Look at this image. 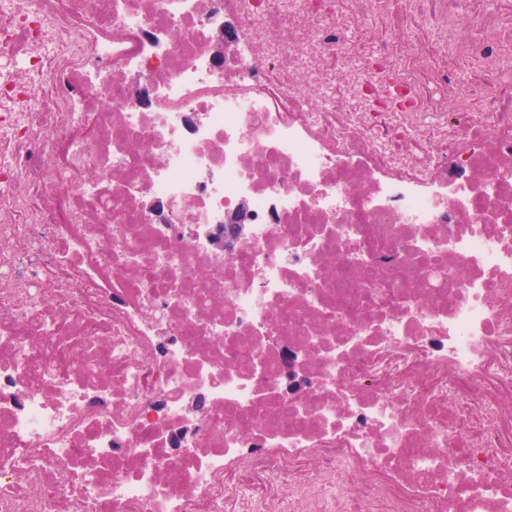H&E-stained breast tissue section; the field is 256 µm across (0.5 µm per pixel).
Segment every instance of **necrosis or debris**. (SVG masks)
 Segmentation results:
<instances>
[{
	"instance_id": "4bbe7bcc",
	"label": "necrosis or debris",
	"mask_w": 512,
	"mask_h": 512,
	"mask_svg": "<svg viewBox=\"0 0 512 512\" xmlns=\"http://www.w3.org/2000/svg\"><path fill=\"white\" fill-rule=\"evenodd\" d=\"M0 512H512V0H0Z\"/></svg>"
}]
</instances>
